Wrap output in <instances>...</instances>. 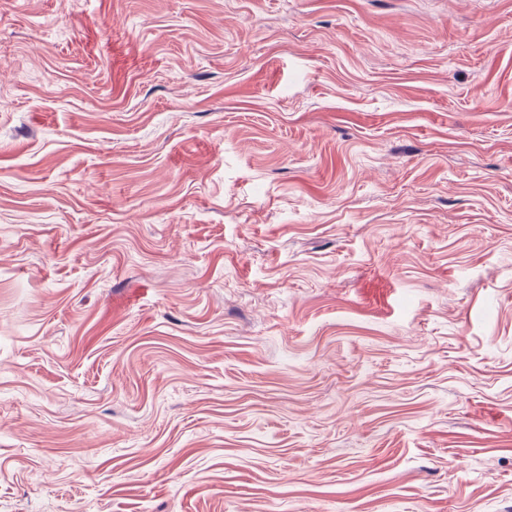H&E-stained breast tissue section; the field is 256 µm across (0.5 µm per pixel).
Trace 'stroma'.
Wrapping results in <instances>:
<instances>
[{
	"label": "stroma",
	"mask_w": 512,
	"mask_h": 512,
	"mask_svg": "<svg viewBox=\"0 0 512 512\" xmlns=\"http://www.w3.org/2000/svg\"><path fill=\"white\" fill-rule=\"evenodd\" d=\"M512 512V0H0V512Z\"/></svg>",
	"instance_id": "obj_1"
}]
</instances>
